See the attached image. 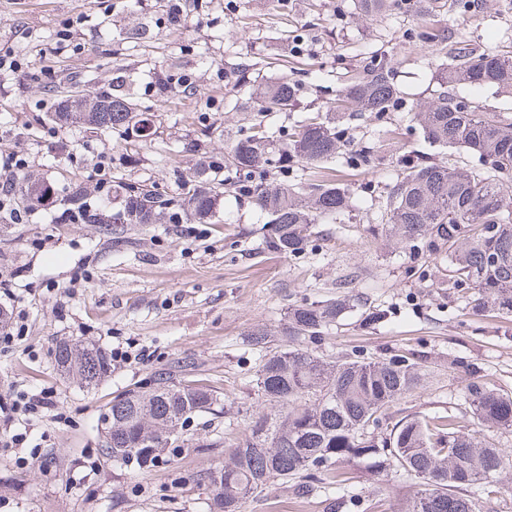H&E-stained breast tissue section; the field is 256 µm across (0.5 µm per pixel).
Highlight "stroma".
I'll return each instance as SVG.
<instances>
[{
	"label": "stroma",
	"mask_w": 512,
	"mask_h": 512,
	"mask_svg": "<svg viewBox=\"0 0 512 512\" xmlns=\"http://www.w3.org/2000/svg\"><path fill=\"white\" fill-rule=\"evenodd\" d=\"M199 2L180 28L156 14L154 0H0V52L24 58L30 72L0 75V166L24 158L16 180L43 179L55 190L43 205L18 200L0 211V309L20 329L9 347H0V395L46 391L56 402L30 421L27 447H0V512H213L199 477L223 466L246 421L235 414L195 418L187 428L192 443L138 470L102 453L107 405L118 391L165 368L208 386L222 402L262 410L252 391L259 354L251 331L262 327L281 339L292 304L336 297L346 279L361 300L314 348L336 358L355 349L370 357L419 356L423 385L396 412L464 408L462 388L471 377L512 391V317L473 313L449 290L440 255L411 254L372 230L387 185L409 161L478 163L466 150L430 145L410 120V104L430 96L448 62L446 50L416 37L423 20L404 8L382 20L364 18L354 0ZM437 19L449 48L512 49V0H474L468 12L449 0ZM141 25L146 39H130V29ZM379 48L394 57L401 105L382 116L346 119L355 142L373 145L374 156L362 169L332 161L353 208L338 223L316 225L318 251L298 257L264 251L266 218L237 194L221 198L208 224L66 221L65 197L75 188L107 215L118 178L173 195L179 191L173 170L192 172L247 135L252 112L224 109L225 67L256 63L268 78L286 74L302 84L294 110L270 118L273 128L287 130L325 110L347 72ZM173 63L189 76L194 95L158 96L153 75ZM119 70L155 115L152 141L64 130L50 121L55 86L85 81L108 90ZM375 309L387 310V320L362 326V313ZM71 339L130 357L86 388L55 365L57 343ZM34 451L41 466L26 462ZM353 484L364 496L354 512H402L415 490L410 478L367 465ZM335 497L330 489L299 498L275 485L247 501L244 512H332Z\"/></svg>",
	"instance_id": "stroma-1"
}]
</instances>
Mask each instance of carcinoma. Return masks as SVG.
Returning a JSON list of instances; mask_svg holds the SVG:
<instances>
[{
	"label": "carcinoma",
	"instance_id": "cac0c4a2",
	"mask_svg": "<svg viewBox=\"0 0 512 512\" xmlns=\"http://www.w3.org/2000/svg\"><path fill=\"white\" fill-rule=\"evenodd\" d=\"M359 14L382 18L390 0H356ZM175 21L183 13L180 0H161L157 9ZM250 65L232 68V86L252 87L257 118L251 131L224 153V161L180 175V192L168 196L146 185L116 180L112 185L114 224H183L214 216L217 200L232 192L247 195L265 224L264 249L299 255L314 242L315 225L337 222L351 207L349 190L336 182L323 163L342 151L350 165L366 166L372 147L353 145L336 129L335 117H313L274 143L266 119L296 106L301 84L288 77L270 82L250 75ZM394 63L377 50L355 77L344 84L339 111L390 112L397 106ZM112 93L72 98L65 87L54 93L64 104L53 113L62 127L129 134L130 115L140 104L115 77ZM459 85L494 86L512 94V54H476L466 47L450 51L438 88L411 108L412 119L426 138L443 147H464L478 156L480 167H451L445 161H422L409 167L389 188L381 230L402 247L424 242L431 252L448 257L452 280L448 286L473 293L475 312L512 316V116L486 112L449 92ZM162 97L186 95L185 75L166 73L159 84ZM292 163L308 170L306 182L272 184L271 168ZM20 186L32 205L51 194V185ZM69 217L76 224L97 221L79 193L69 198ZM353 306L350 296L304 301L288 310V345L271 346L268 333L256 329L250 342L262 354L255 375L259 398L268 411L248 422V435L231 448L224 466L207 472L220 512H242L249 499L265 496L276 483L293 482V493L305 497L317 488L345 486L352 470L367 464L380 471H404L416 490L405 512H475L473 488L499 492V477L512 472V454L498 447L496 434L512 431V392L490 386L480 378L463 387L470 409L467 426L462 417L406 415L392 408L421 385L420 364L411 353L365 358L355 351L332 360L304 347L314 343ZM55 363L63 373L92 386L110 371L107 353L84 340L63 341L55 347ZM217 397L206 386L185 384L173 372H158L150 382L124 390L112 398V423L107 427L104 455L114 462L149 469L160 463L176 427L195 416L214 411ZM467 433L460 434L461 428Z\"/></svg>",
	"mask_w": 512,
	"mask_h": 512
}]
</instances>
